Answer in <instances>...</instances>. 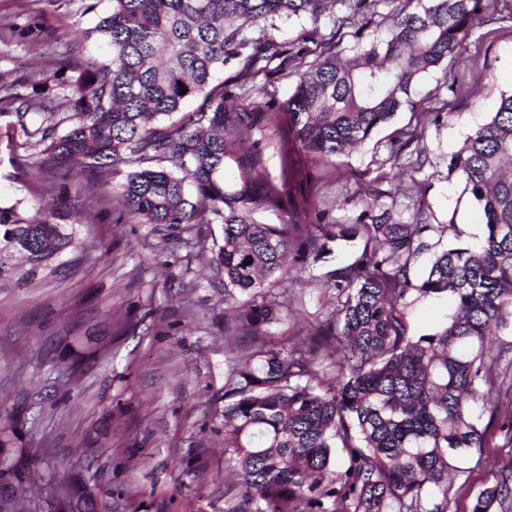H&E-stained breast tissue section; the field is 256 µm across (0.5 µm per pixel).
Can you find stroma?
Listing matches in <instances>:
<instances>
[{
  "label": "stroma",
  "mask_w": 512,
  "mask_h": 512,
  "mask_svg": "<svg viewBox=\"0 0 512 512\" xmlns=\"http://www.w3.org/2000/svg\"><path fill=\"white\" fill-rule=\"evenodd\" d=\"M110 6L47 0L37 10L31 0H0V27L16 29L0 42V205L19 200L34 211L51 203L46 188L60 182L48 165L37 177L15 179L28 152L12 133L10 82L50 68L49 57L34 51L50 38L73 44L80 62L107 61L103 42L73 32L92 28ZM386 10L351 13L340 5L342 29L324 17H294L280 21V35L306 39L317 52L336 42L347 47L358 29L385 36ZM307 63L275 61L254 78L230 65L216 75L232 96L228 180L251 183L260 199L255 219L287 225L296 253L317 226L353 223L375 200L409 223L447 225L442 247L480 237L481 210L448 159L512 92V0H500L454 62L422 80L416 111L398 112L330 164L301 150L283 110ZM419 150L427 161L416 172L407 161ZM76 187L75 206L87 221L76 267L28 285L0 282V417L18 422L0 461L21 463L27 473L25 493L0 486V497L14 512H40L50 472L66 469L86 486L93 512H232L238 492L224 468V385L252 334L236 321L246 296L225 303L209 265L219 229L138 223L113 178L84 175ZM361 247L358 239L332 245L308 260L301 278L288 273L265 283L262 292L278 303L280 317L262 336L307 352L308 336L336 305V268L353 263ZM492 399L497 412L482 417L483 446L454 478L448 512H468L512 456V396Z\"/></svg>",
  "instance_id": "obj_1"
}]
</instances>
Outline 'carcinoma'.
Here are the masks:
<instances>
[{"instance_id":"carcinoma-1","label":"carcinoma","mask_w":512,"mask_h":512,"mask_svg":"<svg viewBox=\"0 0 512 512\" xmlns=\"http://www.w3.org/2000/svg\"><path fill=\"white\" fill-rule=\"evenodd\" d=\"M111 2L81 32L106 41L111 57L80 64L64 52L42 80L60 82L71 97L38 94L15 109L22 146L40 149L63 182L52 187L57 203L32 215L18 202L0 206V281L59 276L79 228L67 205L70 178L122 173L118 188L139 223L219 226L211 263L224 300L253 297L237 320L258 332L277 320L275 301L256 297L262 279L287 266L288 229L254 219L250 184L226 185L230 113L224 84L212 80L229 63L254 77L264 62L301 55L305 48L276 34V21L327 15L336 24L338 0ZM410 2L398 0L385 16L386 37L355 34L349 51L335 44L298 73L284 109L314 162H333L414 109L423 78L455 58L491 8L490 0H428L410 11ZM239 18L262 34L232 27ZM195 97L202 102L184 109ZM30 113L39 124H27ZM448 166L481 209V237L436 254L415 282V257L440 244L445 225L409 224L374 204L353 224L325 225L311 238L314 255L328 242L365 238L354 264L336 269V308L310 337L315 350L336 338L341 357L308 360L260 341L229 367L224 464L239 479L234 512H448V475L465 473L483 441L473 405L480 399L497 411L487 350L512 336V94ZM420 301L446 308L425 331L413 326ZM46 486L58 512L75 510L67 472L52 473ZM511 509L512 467H504L469 512Z\"/></svg>"}]
</instances>
